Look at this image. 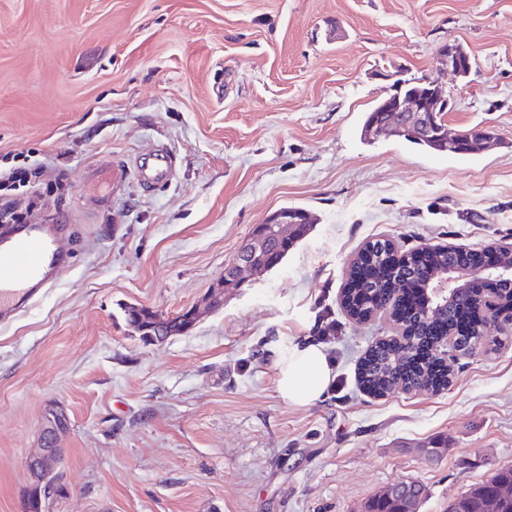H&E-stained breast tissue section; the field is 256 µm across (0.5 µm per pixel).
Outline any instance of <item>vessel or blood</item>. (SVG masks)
Listing matches in <instances>:
<instances>
[{
  "label": "vessel or blood",
  "mask_w": 512,
  "mask_h": 512,
  "mask_svg": "<svg viewBox=\"0 0 512 512\" xmlns=\"http://www.w3.org/2000/svg\"><path fill=\"white\" fill-rule=\"evenodd\" d=\"M166 147L154 149L151 163L136 169L138 182L162 184L173 172ZM62 224H18L0 236V322L6 323L32 305L41 288L68 260Z\"/></svg>",
  "instance_id": "1"
}]
</instances>
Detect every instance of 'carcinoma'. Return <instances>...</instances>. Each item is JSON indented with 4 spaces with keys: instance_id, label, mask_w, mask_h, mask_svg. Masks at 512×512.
I'll list each match as a JSON object with an SVG mask.
<instances>
[{
    "instance_id": "cac0c4a2",
    "label": "carcinoma",
    "mask_w": 512,
    "mask_h": 512,
    "mask_svg": "<svg viewBox=\"0 0 512 512\" xmlns=\"http://www.w3.org/2000/svg\"><path fill=\"white\" fill-rule=\"evenodd\" d=\"M310 230L309 224L295 225L293 240L278 250V260L273 267H278ZM393 255V242L377 238L365 243L350 263V288L343 295V307L351 317H369L380 309L396 312L401 309L405 289L423 287L426 280L441 269L474 265L470 254L444 248L416 247L402 255L396 267L388 263ZM479 307L494 308L498 312L511 308L512 283H500L498 293L491 299L463 287L455 299L437 309L431 319L424 316L423 306L406 312L405 328L421 340V347L429 349L437 340L438 332L445 327H456L461 314ZM157 316L156 310L130 307L126 313L127 325L132 330L144 329L152 325ZM485 345H490V341L484 320L455 336L453 352L446 359L434 354L424 362L412 358L397 362L394 344L378 342L368 349L359 364V381L375 395L397 386L400 380L408 391L444 389L451 382L452 363ZM509 484L512 485V466L502 467L486 481L458 495L448 506V512H512V493L501 490ZM423 490L422 485H415V498L406 500H390L382 490L368 501L365 512H409L419 504Z\"/></svg>"
}]
</instances>
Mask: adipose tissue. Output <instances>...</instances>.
I'll use <instances>...</instances> for the list:
<instances>
[{
    "mask_svg": "<svg viewBox=\"0 0 512 512\" xmlns=\"http://www.w3.org/2000/svg\"><path fill=\"white\" fill-rule=\"evenodd\" d=\"M332 380V368L321 347L302 343L294 346L279 372L277 387L291 404L304 405L320 399Z\"/></svg>",
    "mask_w": 512,
    "mask_h": 512,
    "instance_id": "adipose-tissue-1",
    "label": "adipose tissue"
}]
</instances>
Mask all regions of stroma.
<instances>
[{
    "label": "stroma",
    "mask_w": 512,
    "mask_h": 512,
    "mask_svg": "<svg viewBox=\"0 0 512 512\" xmlns=\"http://www.w3.org/2000/svg\"><path fill=\"white\" fill-rule=\"evenodd\" d=\"M451 44L474 61L466 79L437 63ZM398 73L437 79L449 131L488 129L496 146L363 141ZM158 145L176 156L165 184L130 176L114 194L89 176ZM17 153L65 171L59 187L41 176L36 220L70 225L74 250L0 325V512H18L56 406L55 512H363L403 480L426 489L417 512H448L512 466V327L498 352L456 361L446 389L376 396L359 362L399 329L341 305L378 237L512 249V0H0V168ZM285 206L317 222L281 265L186 334L131 332L127 307L192 305ZM305 342L335 377L293 405L279 365Z\"/></svg>",
    "instance_id": "stroma-1"
}]
</instances>
